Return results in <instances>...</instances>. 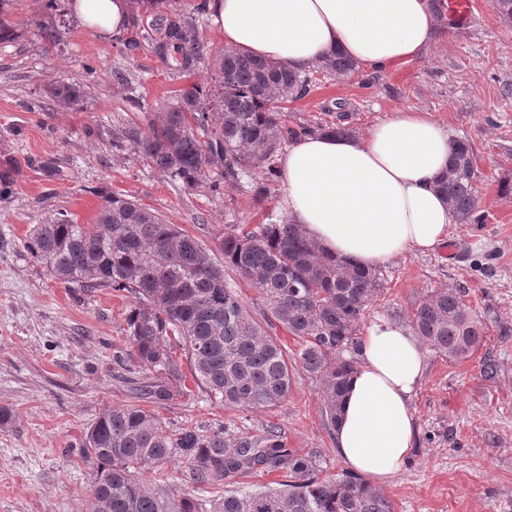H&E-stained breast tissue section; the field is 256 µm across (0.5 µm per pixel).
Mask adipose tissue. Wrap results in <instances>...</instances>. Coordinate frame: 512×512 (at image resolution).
<instances>
[{"instance_id":"obj_1","label":"adipose tissue","mask_w":512,"mask_h":512,"mask_svg":"<svg viewBox=\"0 0 512 512\" xmlns=\"http://www.w3.org/2000/svg\"><path fill=\"white\" fill-rule=\"evenodd\" d=\"M82 23L122 35L130 0H75ZM226 47L294 69L341 52L383 71L422 57L438 40L430 0H211ZM452 132L429 113L402 109L365 135L330 132L291 141L279 164L280 206L327 254L369 268L446 243L455 216L434 189ZM333 429L348 470L385 486L418 444L411 399L426 371L424 344L404 323L376 318L360 338Z\"/></svg>"}]
</instances>
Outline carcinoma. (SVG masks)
<instances>
[{"label":"carcinoma","instance_id":"1","mask_svg":"<svg viewBox=\"0 0 512 512\" xmlns=\"http://www.w3.org/2000/svg\"><path fill=\"white\" fill-rule=\"evenodd\" d=\"M15 0H0V38L11 37ZM62 0H41L34 21L46 45L60 32L52 16ZM137 9L161 10L151 24L155 52L181 73L206 71V81L178 91L165 108L146 116V129L126 133L131 147L185 190L221 194V184L252 182L253 199L270 196L279 177L275 157L292 139L330 126L282 123L290 102L309 95L315 74L344 79L358 68L339 54L309 71L255 59L232 49L210 58L193 21L167 0H132ZM55 106L76 110L86 96L77 84L47 86ZM478 174L469 144L456 141L436 189L461 224L486 221L479 206ZM24 248L51 279L83 292L131 295L126 313L125 355L140 371L180 373L177 351L207 397L227 409L272 410L288 398L292 371L318 378L327 421L336 425L347 379L356 369L359 331L368 307L382 291L381 270L360 268L324 254L298 224L284 218L254 227L227 224L207 247L121 195L103 197L95 223L67 215L36 224ZM233 269L264 304L263 320L251 313L237 287L224 279ZM412 327L434 351L464 360L483 345L484 321L450 286L432 291L414 308ZM280 327L298 341L288 347L272 334ZM82 460L91 471L89 512H395L394 503L370 481L350 475L321 479L315 455L288 448L271 427L261 435L235 436L224 424L167 429L140 406L102 412L87 431ZM179 460L180 482L201 489L226 481L224 496L204 500L176 494L169 482L144 478ZM266 470L285 480L243 491L237 479Z\"/></svg>","mask_w":512,"mask_h":512}]
</instances>
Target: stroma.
<instances>
[{
    "label": "stroma",
    "mask_w": 512,
    "mask_h": 512,
    "mask_svg": "<svg viewBox=\"0 0 512 512\" xmlns=\"http://www.w3.org/2000/svg\"><path fill=\"white\" fill-rule=\"evenodd\" d=\"M473 20L443 32L431 53L385 71L320 77L290 103L287 125L345 119L357 133L400 109L431 113L468 140L478 172L481 225L456 226L446 245L382 265L383 291L366 313L409 322L437 288H463L485 323L469 359L428 352L411 400L419 446L384 486L396 512H512V22L489 0H472ZM38 0H18L15 36L0 40V512H87L90 476L80 444L104 410L136 404L171 428L224 423L235 433L278 426L289 448L317 453L320 477L345 473L321 397V383L295 372L274 410L237 412L211 402L180 376L133 374L116 362L126 348L129 298L109 290L80 294L52 280L24 248L33 225L67 214L93 223L105 194L135 198L166 223L211 246L228 224H259L264 210L247 184L221 195L191 194L132 148L116 149L125 128L167 106L201 74L171 70L150 41L132 52L122 39L88 29L65 9L61 40L45 49L33 21ZM63 79L84 86L81 109L62 111L46 93ZM495 366L492 376L484 364ZM159 381L172 400L143 395Z\"/></svg>",
    "instance_id": "stroma-1"
}]
</instances>
